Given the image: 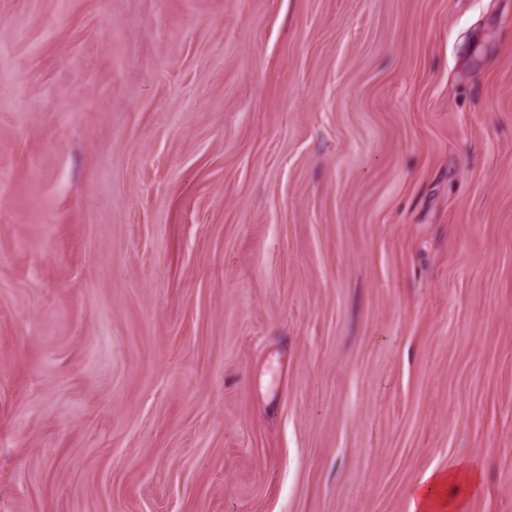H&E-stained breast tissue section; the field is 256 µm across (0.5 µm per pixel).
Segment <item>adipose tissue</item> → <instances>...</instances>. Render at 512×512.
<instances>
[{"mask_svg":"<svg viewBox=\"0 0 512 512\" xmlns=\"http://www.w3.org/2000/svg\"><path fill=\"white\" fill-rule=\"evenodd\" d=\"M479 483L478 472L466 467L427 473L413 491L414 512H463L459 491L475 489Z\"/></svg>","mask_w":512,"mask_h":512,"instance_id":"adipose-tissue-1","label":"adipose tissue"}]
</instances>
